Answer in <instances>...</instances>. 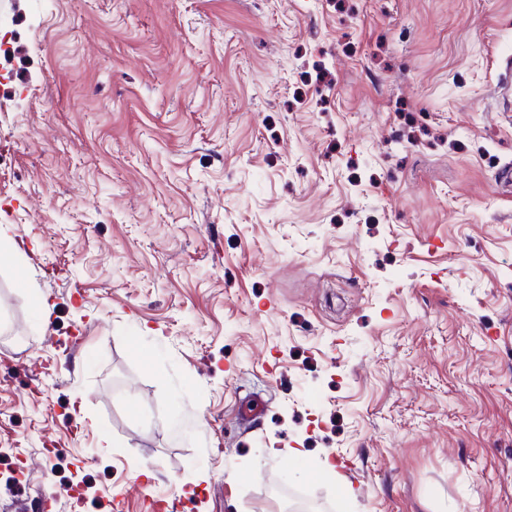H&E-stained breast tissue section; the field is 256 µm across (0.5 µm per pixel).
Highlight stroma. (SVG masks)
<instances>
[{
	"mask_svg": "<svg viewBox=\"0 0 512 512\" xmlns=\"http://www.w3.org/2000/svg\"><path fill=\"white\" fill-rule=\"evenodd\" d=\"M10 31L0 512H512V0Z\"/></svg>",
	"mask_w": 512,
	"mask_h": 512,
	"instance_id": "obj_1",
	"label": "stroma"
}]
</instances>
